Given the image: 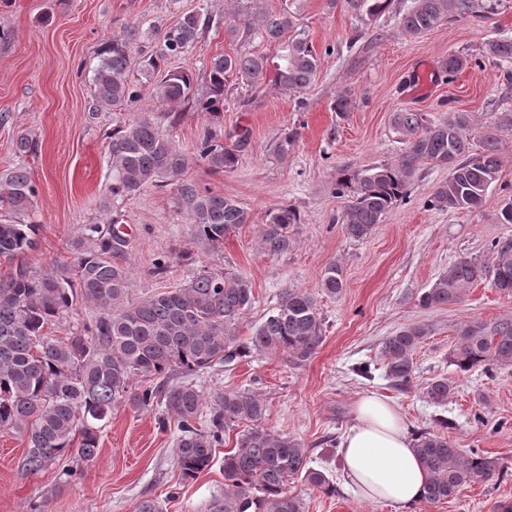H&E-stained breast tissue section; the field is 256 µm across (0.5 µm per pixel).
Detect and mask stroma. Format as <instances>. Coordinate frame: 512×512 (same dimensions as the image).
Here are the masks:
<instances>
[{"label": "stroma", "mask_w": 512, "mask_h": 512, "mask_svg": "<svg viewBox=\"0 0 512 512\" xmlns=\"http://www.w3.org/2000/svg\"><path fill=\"white\" fill-rule=\"evenodd\" d=\"M289 3L299 27L320 50L315 81L300 92L268 83L250 91H232L221 125L227 133L250 132L236 170L215 172L201 162L187 170L200 188L235 198L249 221L224 239L217 252L191 247L189 224L173 194L145 187L126 200L111 203L132 233L131 276L127 298L137 301L184 284L196 270L209 268L247 277L256 304L240 324L250 336L288 288L318 294L325 317L324 340L302 366L284 356L255 355L231 367L198 377L206 395L231 389L262 394L268 406L266 426L305 442L312 467L336 486L328 496L304 480L288 490L304 503V512H492L499 501L512 502V366L476 367L463 372L451 362L456 325L465 319L493 322L512 318V295L483 281L467 288L459 303L422 308L421 294L461 258L491 265L489 245L512 241V224L497 221L505 202L491 187L475 210L442 212L427 199L448 169L423 164L409 199L394 207L362 241L347 238L342 228L345 201L334 191L338 170L363 169L393 161L402 149L391 118L409 109L437 120L449 109L472 113L475 131L497 127L502 172L512 182V127H498L500 113L512 109V87L505 73L512 61L485 62L446 81L440 63L452 52L478 53L483 43L512 38V0H503L487 19L466 17L445 23L421 37L402 32L398 14L411 0H391L389 9L368 21L346 9L341 0H0V181L16 166H26L38 189L34 208L23 216L38 227L40 246L27 261L38 272L66 259L68 245L83 225L105 219L101 205L109 183L108 136L155 105L142 101L118 110L94 106V70L100 54L125 26H140L143 49L184 13L207 8L216 23L195 48L172 59L171 67L188 71L194 93L204 96L209 58L234 53L225 35V12L240 15L275 11ZM350 90V112H335L338 93ZM299 136L287 156L274 147L285 129ZM27 136L35 151L18 155L16 141ZM295 205L302 216L290 229L287 253L268 256L260 228L268 213ZM193 250V261L183 251ZM165 259L163 275L152 272ZM338 263L345 286L329 297L321 292L329 263ZM429 324L432 332L414 354L416 379L406 390L394 389L380 364L381 343L409 323ZM369 362L372 379L354 374ZM445 377L454 386L446 404H432L425 392L431 380ZM389 398L409 430L430 426L443 414L453 423L448 438L455 447L477 449L494 458L507 474L503 480L479 481L457 497L407 509L363 500L346 482L340 447L353 423V405L362 395ZM161 406L115 409L91 461L65 459L37 476H24L21 462L26 439L0 430V512H133L143 498L158 501L162 512H210L224 492V452L234 448L238 427H228L224 447L209 470L183 481L175 467L178 431L159 429Z\"/></svg>", "instance_id": "obj_1"}]
</instances>
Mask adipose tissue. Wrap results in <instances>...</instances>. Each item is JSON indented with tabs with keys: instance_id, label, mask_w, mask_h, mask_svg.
I'll use <instances>...</instances> for the list:
<instances>
[{
	"instance_id": "adipose-tissue-1",
	"label": "adipose tissue",
	"mask_w": 512,
	"mask_h": 512,
	"mask_svg": "<svg viewBox=\"0 0 512 512\" xmlns=\"http://www.w3.org/2000/svg\"><path fill=\"white\" fill-rule=\"evenodd\" d=\"M341 453L345 476L364 499L406 507L421 500L427 474L404 418L383 398L370 394L356 401Z\"/></svg>"
}]
</instances>
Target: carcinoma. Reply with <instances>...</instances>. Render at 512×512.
<instances>
[{
	"label": "carcinoma",
	"instance_id": "obj_1",
	"mask_svg": "<svg viewBox=\"0 0 512 512\" xmlns=\"http://www.w3.org/2000/svg\"><path fill=\"white\" fill-rule=\"evenodd\" d=\"M391 0H344L359 16L373 19L388 10ZM502 0H412L399 15L404 33L418 37L443 22L482 17L497 12ZM212 21L208 11L183 14L168 28L156 48L141 56V71L158 75L150 97L158 105L187 101L193 76L164 69L168 60L185 53ZM224 33L233 41L256 37L279 47L277 60L239 51L219 53L209 60V90L195 106L206 121L196 145L197 160L216 171L235 170L250 134L243 129L234 143L224 144L219 126L230 84L256 87L269 82L285 91H301L313 81L319 55L295 15L284 5L241 19L233 12L224 19ZM137 27L125 28L112 39L94 70L98 106L118 109L141 100L142 90L127 82ZM512 61V39L490 40L477 54L450 53L441 66L453 80L483 58ZM392 124L404 148L392 162L365 169H341L335 194L348 201L343 216L347 237L368 238L394 206L410 197L411 179L423 163L448 167V179L435 188L427 205L441 211L478 208L488 190L502 178L497 134L489 131L471 143L472 113L452 110L436 121L423 112L398 111ZM112 200L136 195L146 186L168 188L191 228V243L215 251L224 237L249 223L248 212L232 197L202 191L185 178L188 155L160 130L152 113L112 128L108 146ZM38 189L27 169L15 168L0 185V260L10 271L0 279V428L26 438L22 468L28 475L47 470L63 456L92 460L99 436L122 405L139 408L159 402L179 431L176 463L185 480L211 467L224 431L236 422L248 423L235 447L224 453V496L212 512H304L301 499L288 492L292 478H301L326 495L336 492L326 475L310 467L309 449L294 436L275 433L265 425L267 406L250 390L227 389L206 398L194 377L222 365L233 366L253 354H282L300 366L323 342L325 319L319 300L302 288H287L278 306L243 342L239 327L255 303L251 281L238 274L203 268L183 286L158 291L124 303L130 281L131 237L122 221L87 224L71 245L70 258L48 272L33 271L25 257L39 247L37 225L11 219L32 210ZM301 223L296 206L282 204L269 212L261 227L265 253L288 251V230ZM493 264L463 258L440 275L419 299L423 308L461 300L472 284L490 280L512 295V241L490 244ZM344 287L340 265L327 266L322 293L336 296ZM95 305L100 314L64 340L46 335L50 323L76 303ZM430 334L426 324H411L386 337L381 345L385 375L396 388L410 386L415 376L414 353ZM452 362L461 371L512 364V319L493 323L466 320L456 326ZM145 377L148 386H135ZM453 385L446 378L428 383L431 402L448 401ZM414 435V451L427 472L422 502L436 504L457 496L479 480L488 481L499 464L479 452L457 448L448 439L446 418L433 420Z\"/></svg>",
	"mask_w": 512,
	"mask_h": 512
}]
</instances>
